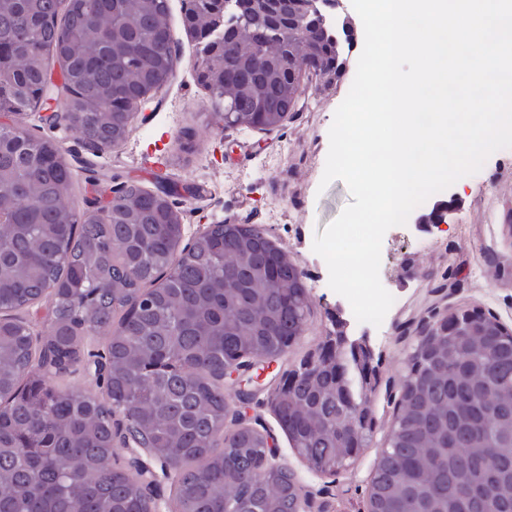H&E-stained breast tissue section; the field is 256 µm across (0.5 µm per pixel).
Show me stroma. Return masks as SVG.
I'll return each instance as SVG.
<instances>
[{"label": "stroma", "instance_id": "1", "mask_svg": "<svg viewBox=\"0 0 512 512\" xmlns=\"http://www.w3.org/2000/svg\"><path fill=\"white\" fill-rule=\"evenodd\" d=\"M169 8L179 70L166 92L139 110L122 145L95 152L79 132L50 131L38 111L27 114L26 126L60 140L73 170L94 165L97 180L79 183L88 200H97L102 188L131 181L148 190L156 189L162 177L171 184L193 185L194 196L178 200L185 215V241L219 222L261 225L305 274L311 315L301 346L311 348L330 328L331 313L346 308L343 297L326 288L327 265L312 244L315 233L352 201L342 180L325 185L321 178L334 112L355 77L364 47L363 24L351 0H340L337 18L352 20L341 72L331 86L309 97L304 111L272 130L216 132L208 92L196 80V43L183 25V0H169ZM161 155L166 163L160 167L156 160ZM466 182L464 196H457L455 188L447 190L455 203L444 230L428 233L412 221L384 236L380 280L397 303L385 326L368 333L381 356V380L404 376L411 341L403 330L434 302V279L445 276L457 283V290L447 294L448 306L478 309L512 330V152L493 153ZM374 408L377 427L369 445L348 470L335 475L314 473L302 462L268 406L249 405L243 415L275 438L281 461L307 495L305 512H358L393 420L394 407L385 394H377Z\"/></svg>", "mask_w": 512, "mask_h": 512}]
</instances>
